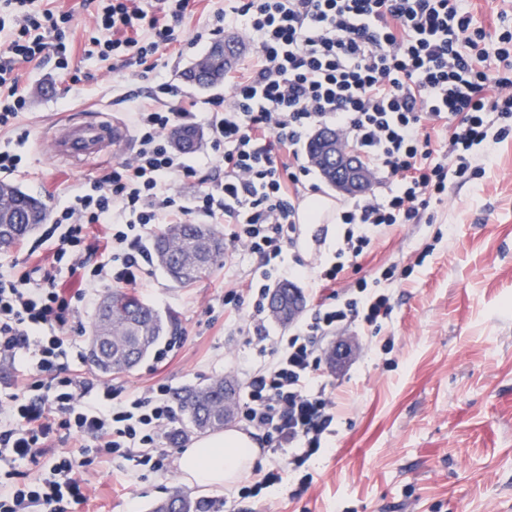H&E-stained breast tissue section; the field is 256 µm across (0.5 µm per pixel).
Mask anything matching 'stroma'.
<instances>
[{
	"instance_id": "1",
	"label": "stroma",
	"mask_w": 512,
	"mask_h": 512,
	"mask_svg": "<svg viewBox=\"0 0 512 512\" xmlns=\"http://www.w3.org/2000/svg\"><path fill=\"white\" fill-rule=\"evenodd\" d=\"M37 3L72 11L77 26L70 68L83 81L73 90L53 63L21 66L29 105L13 129L0 130V149L19 150L25 163L8 182L51 207L86 178L103 175L112 161L100 157L81 169L69 167L48 153L43 128L80 108L129 127L133 103L126 92L144 98L151 84L133 69L115 74L108 63L83 55L92 0ZM223 7L224 0H198L183 22L180 54L166 53L159 61L161 76L198 101L201 123L208 100L224 94V86L203 90L182 74L210 48L193 44L197 28ZM23 132L28 138L21 144ZM471 161L484 175L453 183L443 203L432 206V223L395 227L339 275L337 296L358 280L374 281L393 309L378 325L357 321L339 330L351 344L349 357L321 365L336 413L326 448L306 466L310 482L287 469V448L257 462L263 471L281 465V482L246 499L225 486L199 491L175 464L155 472L116 460L91 469L93 492L76 512H152L177 491L229 512H512V136L488 137L473 147ZM252 266L250 257H241L184 288L152 265L136 294L171 320L183 343L171 360L146 355L114 382L131 393L157 382L175 391L219 377L243 382L246 353L227 342L229 315L221 297L225 282ZM390 267L397 274L389 279ZM107 292L96 287L78 306L70 334L80 352ZM80 352L68 357L69 372L94 379Z\"/></svg>"
}]
</instances>
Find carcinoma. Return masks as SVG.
Masks as SVG:
<instances>
[{"instance_id":"carcinoma-1","label":"carcinoma","mask_w":512,"mask_h":512,"mask_svg":"<svg viewBox=\"0 0 512 512\" xmlns=\"http://www.w3.org/2000/svg\"><path fill=\"white\" fill-rule=\"evenodd\" d=\"M224 76V69L207 75L192 68L188 80L200 87L215 85ZM0 190L10 198V205L0 211V225H4L5 239L0 250L9 249L36 227L45 222L46 207L36 198L14 185L1 182ZM155 255L167 252V258L159 262L169 278L182 286L201 280L224 258V237L210 224H172L155 236ZM169 332L168 323L152 307L135 296L114 291L104 297L98 306L90 339L100 342L101 357L85 359L95 373L110 376L134 368L156 344ZM231 381L216 379L204 386L189 387L179 391L175 399L189 418L191 427L202 433L219 428L231 416L224 413V392ZM170 501L171 512L180 503L187 512H203L201 502L192 500L177 491Z\"/></svg>"}]
</instances>
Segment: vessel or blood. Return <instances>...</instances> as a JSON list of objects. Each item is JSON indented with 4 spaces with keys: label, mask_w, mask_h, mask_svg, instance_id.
Instances as JSON below:
<instances>
[{
    "label": "vessel or blood",
    "mask_w": 512,
    "mask_h": 512,
    "mask_svg": "<svg viewBox=\"0 0 512 512\" xmlns=\"http://www.w3.org/2000/svg\"><path fill=\"white\" fill-rule=\"evenodd\" d=\"M41 137L54 155L76 160L99 153L104 144L126 141L123 128L101 121L97 112L90 110L70 113L63 128L42 132Z\"/></svg>",
    "instance_id": "obj_1"
}]
</instances>
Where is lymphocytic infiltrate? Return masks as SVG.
I'll list each match as a JSON object with an SVG mask.
<instances>
[{"label":"lymphocytic infiltrate","mask_w":512,"mask_h":512,"mask_svg":"<svg viewBox=\"0 0 512 512\" xmlns=\"http://www.w3.org/2000/svg\"><path fill=\"white\" fill-rule=\"evenodd\" d=\"M192 0H96L87 52L140 65L154 81L148 103L130 114L139 147L87 181L55 209L43 232L49 262L0 274V360L15 376L0 394V462L48 458L53 478L0 483V512H71L91 492L90 466L119 456L159 471L162 443L175 418L171 388L157 383L126 394L108 380H82L64 361L75 343L68 330L76 305L101 284L140 286L151 264L147 240L168 224L222 216L224 250L255 260L224 293L234 312L230 342L251 359L236 416L259 431L270 454L292 449L300 469L323 445L336 404L319 374L322 336L342 324L375 325L391 312L387 294L360 282L343 302H320L294 334L271 336L272 287L303 275L284 256L297 242L298 204L311 169L302 160L310 132L323 124L351 138L384 189L352 198L337 216L335 261L321 282L356 264L382 229L415 224L442 202L453 181L475 178L467 153L487 138L490 121L512 135V18L495 34L477 25L470 0H229L208 16L196 41L227 29L252 45L247 76L225 77L227 95L210 101L208 174L169 140L195 125L196 101L168 106L177 88L158 76L159 51L180 45ZM35 0H0V129L13 127L28 97L17 68L52 60L69 70L74 15L35 10ZM448 129L446 142L430 128ZM197 178L192 198L178 182ZM65 268L76 287H57ZM72 455H57L61 436Z\"/></svg>","instance_id":"obj_1"}]
</instances>
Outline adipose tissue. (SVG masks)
<instances>
[{"instance_id":"ef3b65f1","label":"adipose tissue","mask_w":512,"mask_h":512,"mask_svg":"<svg viewBox=\"0 0 512 512\" xmlns=\"http://www.w3.org/2000/svg\"><path fill=\"white\" fill-rule=\"evenodd\" d=\"M257 459L253 438L232 428L196 440L183 451L178 465L188 485L221 487L238 482L255 468Z\"/></svg>"}]
</instances>
